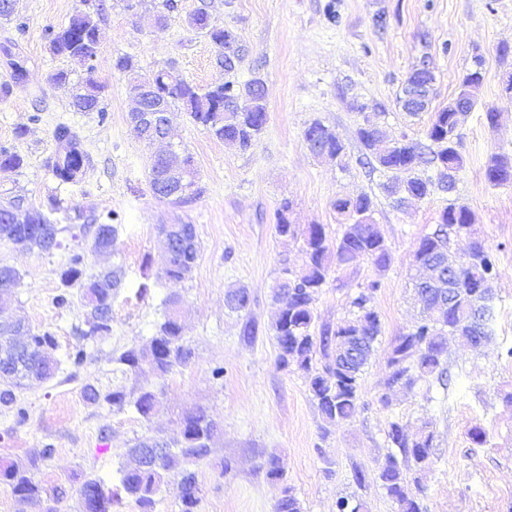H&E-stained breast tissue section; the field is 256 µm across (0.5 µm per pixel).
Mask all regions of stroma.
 <instances>
[{"instance_id":"35a3bbf8","label":"stroma","mask_w":512,"mask_h":512,"mask_svg":"<svg viewBox=\"0 0 512 512\" xmlns=\"http://www.w3.org/2000/svg\"><path fill=\"white\" fill-rule=\"evenodd\" d=\"M163 2H104L94 72L105 86L104 121L94 112L73 111L66 90L49 81L68 62L50 52L44 32L67 25L85 10L84 0H18L12 20H0V82L12 84L10 95L0 99V145L25 160L21 172L0 170V192L24 188L62 228L60 248L49 253L0 242V265L21 275L0 310L34 331L52 332L58 343L55 377L29 382L17 390L12 407H0V464H24L36 449L53 447L52 457L29 471L44 493L22 504L0 487V512H81L78 490L84 479L95 476L117 488L125 450L134 439L178 438L185 412L194 407L206 409L218 424L209 454L191 465L200 488L199 512H273L280 488L262 468L272 453L303 512H336L342 497L363 499L366 512H396L377 472L390 450L386 431L394 417L414 427L429 421L435 431L436 464L423 477L426 512H512V404L504 400L512 392V184L492 186L484 174L491 154H512V94L504 90L512 77V0H177L166 26L150 25L148 14ZM204 5L217 24L240 37L246 52L233 77L242 83L262 78L268 121L256 145L242 152L174 112L170 138L192 153L202 188L195 201L174 207L151 191L153 149L132 130L127 78L113 69L112 59L130 54L143 76L175 64L202 90L224 80L214 45L186 23L187 15ZM5 45L10 53H2ZM15 59L26 69L20 80L12 77ZM423 60L435 70L437 108L455 96L474 66H481L484 80L477 106L459 128L465 163L455 191L435 192L403 212L381 192L379 173L359 163L360 116L351 103L360 99L380 113L389 137L424 140L430 113L411 117L396 102L403 81ZM489 108L498 114L496 124L485 119ZM315 119L344 141L348 170L309 152L303 132ZM60 123L77 132L93 159L82 181L66 190L56 188L45 167ZM363 193L375 197L374 219L390 262L380 269L360 258L332 270L316 302V326L336 327L348 315L350 297L375 281L383 332L362 376L356 415L327 433L304 372L277 362L271 287L283 267L302 264L303 254L298 243L277 235L275 212L281 200H289L292 223L321 224L333 235L341 230L336 198ZM453 201L472 211L474 233L452 237L451 252L465 256L476 236L496 258L493 335L477 349L449 340L448 389L431 390L423 383L410 390L397 387L385 410L378 397L388 374L387 350L421 313L412 286L418 275L413 254ZM74 205L95 216L120 214L111 254L96 255L91 234L68 230L65 210ZM160 224L196 228L195 266L176 285L159 280ZM76 255L86 275L116 266L124 272L108 334L86 336L87 309L80 296L64 307L55 303L63 289L60 269ZM232 287L249 291L247 310L225 307L224 293ZM172 293L184 301L191 362L164 376L121 375L116 358L149 342L163 319L162 301ZM248 326L254 335H245ZM77 345L86 354L80 365L67 358ZM218 367L224 370L219 379L212 375ZM118 383L153 390L156 412L145 419L134 409L118 412L84 398L86 386L107 391ZM475 428L485 431L484 443L471 438ZM358 470L365 475L360 485L354 481Z\"/></svg>"}]
</instances>
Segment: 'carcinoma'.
Here are the masks:
<instances>
[{"label":"carcinoma","instance_id":"1","mask_svg":"<svg viewBox=\"0 0 512 512\" xmlns=\"http://www.w3.org/2000/svg\"><path fill=\"white\" fill-rule=\"evenodd\" d=\"M103 9L98 4L94 12L72 16L67 25L46 30L52 54L65 58L72 65L88 70L87 58L96 55L100 48V33L96 15ZM186 23L189 28L207 38L216 48V64L224 71H235L244 53L236 32L212 21L210 13L200 8L191 13ZM113 68L130 76L127 89L140 87L143 77L138 74L132 56L120 54L113 61ZM72 71L61 69L50 80L67 89L70 104L77 112H97L105 116L101 107L105 85L87 76L77 82L71 80ZM483 75L476 66L463 77L457 95L448 105L434 111L426 136L430 144L424 145L410 138L386 139L379 112H368L365 105L355 104L353 109L361 115L356 135L362 155L371 170L382 173L385 181L380 189L392 200L393 206L403 209L414 200H422L435 191L451 192L456 182H448V172L458 173L464 167V157L459 150L460 112L458 103L467 99V109L476 102ZM159 94H143L147 108L154 113L167 114L180 108L195 124L205 127L215 138L242 150L251 148L259 139L268 121V107L264 84L259 78L239 84L235 81L218 83L201 93L183 79L180 73L166 69L155 72ZM416 83L409 74L397 104L411 115L420 109L407 102L405 94ZM53 139L54 151L46 160V167L61 186L75 185L81 181L78 171L81 164H90L79 137L64 123L56 126ZM304 140L311 142L310 152L317 158L334 163L341 169L348 167L345 143L336 132L319 120L304 130ZM24 158L6 146H0V168L18 171ZM433 168L436 175L427 174ZM485 178L493 186L512 183V157L504 153L490 155L485 165ZM149 184L152 192L169 194V204L181 206L198 198L197 169L191 154L183 155V167L174 174L157 159L149 165ZM9 204L24 207L32 212L33 229L19 235L17 225L0 223V240L19 239L24 247L49 253L60 246V229L42 208L35 206L22 191L5 198ZM336 212L344 217V229L331 238L322 224H310L301 229L290 222L291 203L283 200L277 210V234L284 239H301L304 263L298 269L283 268L282 277L273 288V298L278 304L272 325L278 346V362L284 367H295L306 374L309 393L325 423L324 431L353 418L361 398V376L382 333L380 316L372 305L378 283H372L349 301L350 316L336 328L315 331V303L326 283L331 265H346L363 257L379 268L390 261V251L373 214L374 198L361 194L353 198H338ZM94 240L99 248L112 250L117 232L115 223L120 215L111 211L96 217ZM474 223L471 210L464 205L450 203L440 214L435 229L420 238L414 252V261L421 267L439 266L443 271L454 268L456 258L448 250V239ZM198 257L197 235H192L185 248H178L171 266L162 273L170 282H183L184 262ZM82 260L75 256L60 274L62 284L69 288L79 285L83 302L94 306L95 314L87 317L84 336L103 335L112 331V301L123 287V273L119 268L107 270L91 278H83ZM498 271L495 260L482 241H474L465 279L461 282L446 279L433 287L416 285V294L422 307V318L408 332L395 337L387 356V392L379 402L389 407V390L399 385L413 388L424 381L448 389V361L445 348L448 337L453 336L471 346L488 338L493 329V283ZM180 297L171 294L164 300L162 322L149 343L131 348L115 359L123 375L135 374L147 367L159 375L169 373L175 366H185L192 357L191 348L183 338V325L178 318ZM367 343L368 352L351 366L341 363L343 352L360 340ZM56 340L52 333H36L19 321L9 327L0 325V364L4 360L17 363L10 374L0 378V405L11 406L16 402V390L29 378L49 379L57 370L54 356ZM321 353L325 359L322 368L313 367V357ZM89 402L104 400L118 411L132 407L142 418H149L155 411L156 394L146 388L129 391L120 385L103 395L94 387L84 392ZM184 436L173 443L153 437H142L128 450L129 463L120 468V485L123 491L143 509L151 512L159 485L166 474L176 468L179 458L200 459L209 452L208 440L215 431L214 421L206 410L198 408L183 417ZM387 437L396 451L378 462V476L387 497L395 504L397 512H425L423 499L425 487L422 475L435 465L434 442L436 435L430 423L421 422L414 430L397 421L389 423ZM266 476L280 485V496L274 512H303L294 489L288 485L279 458L271 454L264 463ZM0 485L10 490L21 502L37 500L44 489L35 484L24 467L17 464L0 466ZM181 496L179 512H197L199 487L194 472L180 471ZM79 495L82 512H108L110 495L103 482L86 479Z\"/></svg>","mask_w":512,"mask_h":512}]
</instances>
